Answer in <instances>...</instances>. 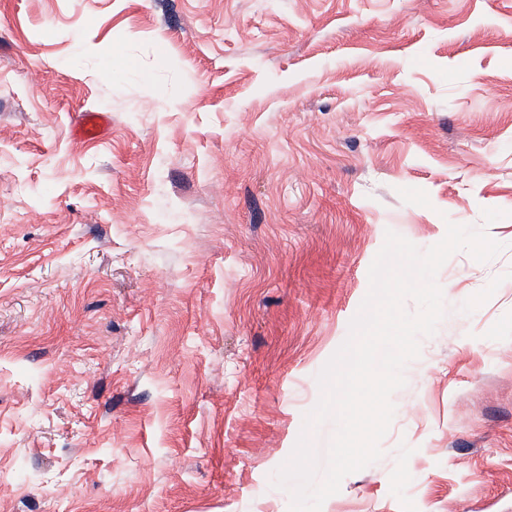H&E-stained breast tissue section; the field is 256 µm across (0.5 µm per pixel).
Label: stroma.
Masks as SVG:
<instances>
[{"label": "stroma", "instance_id": "stroma-1", "mask_svg": "<svg viewBox=\"0 0 512 512\" xmlns=\"http://www.w3.org/2000/svg\"><path fill=\"white\" fill-rule=\"evenodd\" d=\"M450 221L502 249L321 512H512V0H0V512H288L386 230ZM105 115L100 112H85L77 128L78 135L93 140L99 137L105 123Z\"/></svg>", "mask_w": 512, "mask_h": 512}]
</instances>
